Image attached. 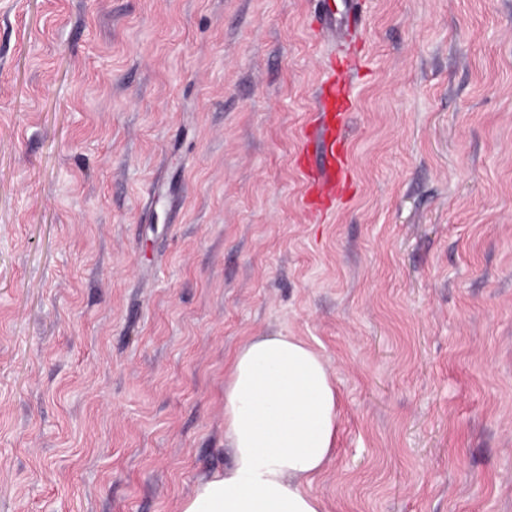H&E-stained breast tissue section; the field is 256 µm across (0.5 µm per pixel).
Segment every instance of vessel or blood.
Returning a JSON list of instances; mask_svg holds the SVG:
<instances>
[{
    "mask_svg": "<svg viewBox=\"0 0 512 512\" xmlns=\"http://www.w3.org/2000/svg\"><path fill=\"white\" fill-rule=\"evenodd\" d=\"M341 2L340 9H324L320 17L322 29L362 39L365 20L359 0ZM351 106L350 80L340 81L335 75H328L320 85L314 111L303 133L305 146L315 149L313 160L305 163L302 170L303 203L312 213H325L340 191L349 185L351 168L346 124Z\"/></svg>",
    "mask_w": 512,
    "mask_h": 512,
    "instance_id": "obj_1",
    "label": "vessel or blood"
}]
</instances>
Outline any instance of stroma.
I'll return each mask as SVG.
<instances>
[{"instance_id":"1","label":"stroma","mask_w":512,"mask_h":512,"mask_svg":"<svg viewBox=\"0 0 512 512\" xmlns=\"http://www.w3.org/2000/svg\"><path fill=\"white\" fill-rule=\"evenodd\" d=\"M0 0V512H182L251 337L339 393L324 512H512V0ZM349 71L351 187L297 159ZM361 0H341L342 9L336 10L327 7L321 14L320 25L323 30L331 33L336 38V33H348L356 40L363 38L365 20L362 16Z\"/></svg>"}]
</instances>
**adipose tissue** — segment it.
I'll use <instances>...</instances> for the list:
<instances>
[{"mask_svg":"<svg viewBox=\"0 0 512 512\" xmlns=\"http://www.w3.org/2000/svg\"><path fill=\"white\" fill-rule=\"evenodd\" d=\"M338 391L322 357L301 339L251 338L224 387L231 462L201 483L182 512H323L308 487L331 456Z\"/></svg>","mask_w":512,"mask_h":512,"instance_id":"adipose-tissue-1","label":"adipose tissue"}]
</instances>
